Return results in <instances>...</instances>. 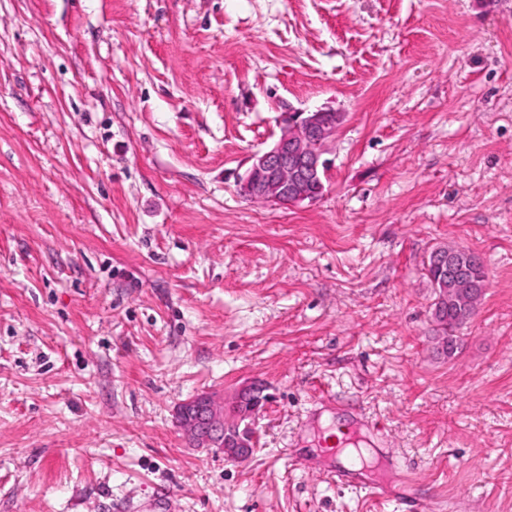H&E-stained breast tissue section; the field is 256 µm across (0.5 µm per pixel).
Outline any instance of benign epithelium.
<instances>
[{
    "label": "benign epithelium",
    "mask_w": 512,
    "mask_h": 512,
    "mask_svg": "<svg viewBox=\"0 0 512 512\" xmlns=\"http://www.w3.org/2000/svg\"><path fill=\"white\" fill-rule=\"evenodd\" d=\"M336 131V120L324 110L284 112L280 119V135L273 146L254 156L251 167L239 180L238 192L248 200L285 206L313 203L320 198L315 185L327 170L323 159L328 139ZM469 263L471 253L449 248L437 266L442 273L457 266V260ZM482 291L457 277L454 301L477 306ZM176 418L193 446L220 448L230 461H242L253 451V435L249 427L228 430L224 424V406L207 393L197 395L176 409Z\"/></svg>",
    "instance_id": "obj_1"
}]
</instances>
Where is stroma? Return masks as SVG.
<instances>
[{
    "label": "stroma",
    "mask_w": 512,
    "mask_h": 512,
    "mask_svg": "<svg viewBox=\"0 0 512 512\" xmlns=\"http://www.w3.org/2000/svg\"><path fill=\"white\" fill-rule=\"evenodd\" d=\"M337 112L318 201L237 182ZM488 278L454 356L426 263ZM262 385L245 461L180 403ZM512 512V0H0V512ZM367 463L362 457H356L349 461L340 460L336 468V474L333 475L336 483L342 485L359 486L367 488L377 499L389 501L400 500L403 505L404 512H424L427 511L425 502L409 493L396 491L388 483L373 482L370 484H360L355 479L357 474L366 471Z\"/></svg>",
    "instance_id": "obj_1"
}]
</instances>
